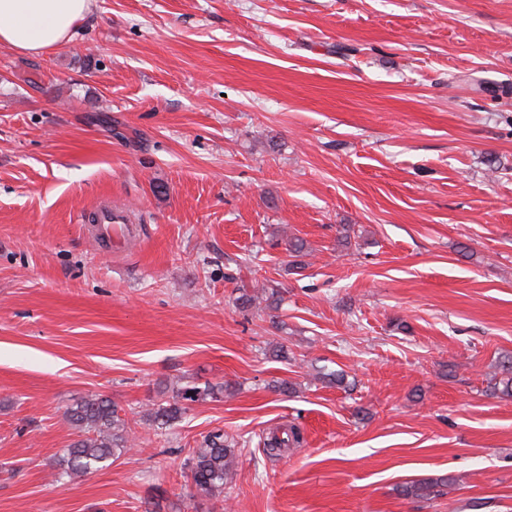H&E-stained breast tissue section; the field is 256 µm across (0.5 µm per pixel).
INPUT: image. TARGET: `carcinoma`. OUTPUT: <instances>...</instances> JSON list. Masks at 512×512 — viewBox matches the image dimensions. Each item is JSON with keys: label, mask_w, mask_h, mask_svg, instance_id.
Returning a JSON list of instances; mask_svg holds the SVG:
<instances>
[{"label": "carcinoma", "mask_w": 512, "mask_h": 512, "mask_svg": "<svg viewBox=\"0 0 512 512\" xmlns=\"http://www.w3.org/2000/svg\"><path fill=\"white\" fill-rule=\"evenodd\" d=\"M494 390L512 396V357L501 361L499 375L494 377ZM219 389L185 385L177 392L182 401L196 402L214 398ZM182 407L173 403L155 411L154 421L161 426L178 419ZM66 419L79 430L78 439L65 449L59 465L62 474L81 477L103 468L108 461L120 457L132 447L130 430L119 416L112 400L103 396L86 397L71 405L64 412ZM301 443L298 431L291 428L281 434H272L265 440V451L278 456L285 449ZM241 449L237 442L217 431L205 436L200 447L192 450L187 458L188 477L197 495L217 498L231 482ZM451 478H425L402 486L401 494L408 498L431 500L447 494Z\"/></svg>", "instance_id": "cac0c4a2"}]
</instances>
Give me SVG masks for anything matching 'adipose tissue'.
Masks as SVG:
<instances>
[{"label":"adipose tissue","mask_w":512,"mask_h":512,"mask_svg":"<svg viewBox=\"0 0 512 512\" xmlns=\"http://www.w3.org/2000/svg\"><path fill=\"white\" fill-rule=\"evenodd\" d=\"M90 9L91 0H0V45L28 54L54 49Z\"/></svg>","instance_id":"obj_1"}]
</instances>
